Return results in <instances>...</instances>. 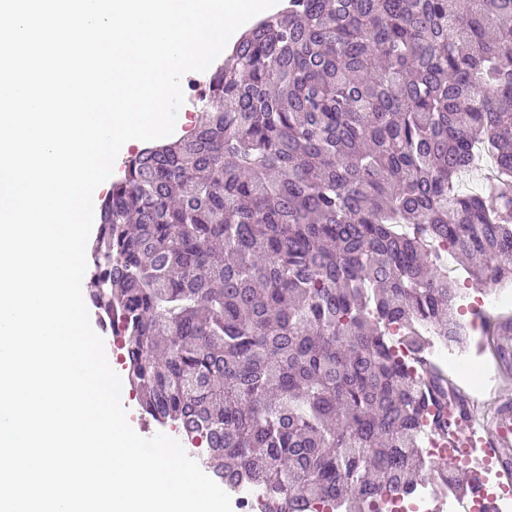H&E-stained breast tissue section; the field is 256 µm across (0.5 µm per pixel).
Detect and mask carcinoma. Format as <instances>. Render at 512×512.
Instances as JSON below:
<instances>
[{"mask_svg":"<svg viewBox=\"0 0 512 512\" xmlns=\"http://www.w3.org/2000/svg\"><path fill=\"white\" fill-rule=\"evenodd\" d=\"M199 102L125 162L90 248L142 413L260 512L467 491L422 448L457 390L429 342L469 340L431 250L512 285V0H288Z\"/></svg>","mask_w":512,"mask_h":512,"instance_id":"1","label":"carcinoma"}]
</instances>
